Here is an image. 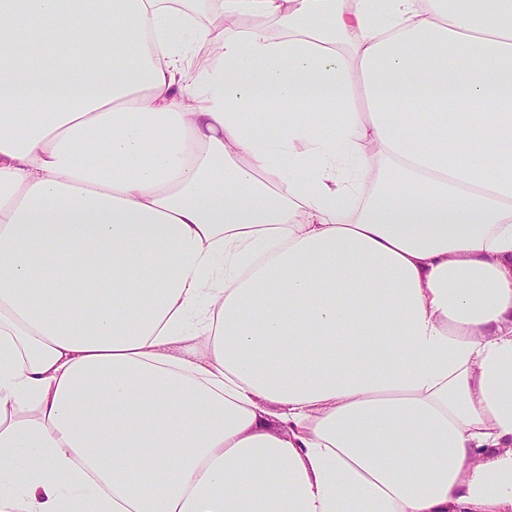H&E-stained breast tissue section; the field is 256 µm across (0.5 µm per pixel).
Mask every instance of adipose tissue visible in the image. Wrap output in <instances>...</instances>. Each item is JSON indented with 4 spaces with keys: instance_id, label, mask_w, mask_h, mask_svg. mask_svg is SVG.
Segmentation results:
<instances>
[{
    "instance_id": "obj_1",
    "label": "adipose tissue",
    "mask_w": 512,
    "mask_h": 512,
    "mask_svg": "<svg viewBox=\"0 0 512 512\" xmlns=\"http://www.w3.org/2000/svg\"><path fill=\"white\" fill-rule=\"evenodd\" d=\"M78 504L512 512V0H0V512Z\"/></svg>"
}]
</instances>
